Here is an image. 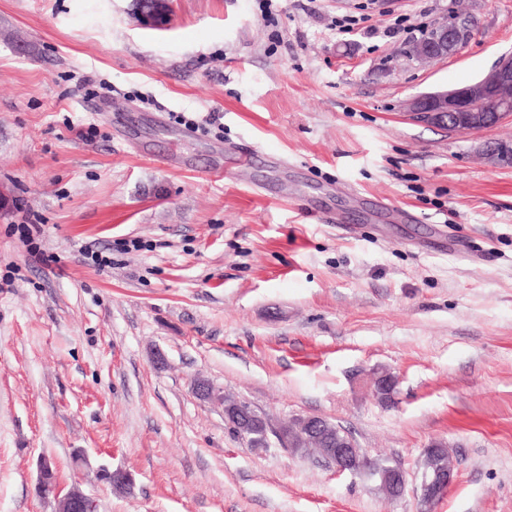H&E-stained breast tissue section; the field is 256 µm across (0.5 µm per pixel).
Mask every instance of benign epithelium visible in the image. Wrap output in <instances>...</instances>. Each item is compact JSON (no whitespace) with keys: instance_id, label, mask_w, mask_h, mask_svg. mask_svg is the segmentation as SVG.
Here are the masks:
<instances>
[{"instance_id":"benign-epithelium-1","label":"benign epithelium","mask_w":512,"mask_h":512,"mask_svg":"<svg viewBox=\"0 0 512 512\" xmlns=\"http://www.w3.org/2000/svg\"><path fill=\"white\" fill-rule=\"evenodd\" d=\"M143 20L158 25L168 11V0H140ZM471 35L468 25L462 23L455 0H449L447 21L431 28L426 39L411 47V56L420 62L457 54ZM406 116L417 122L446 129L450 132H470L493 127L512 117V54L501 56L492 69L480 80L448 90L418 95L406 104ZM323 419L306 416L301 419L298 434L302 438H319ZM362 454L350 437L336 441L324 450L339 472L356 473V459ZM456 477L452 468L423 469L419 512H433L435 504L447 493ZM388 498L401 497L406 489V473L392 469ZM38 493L53 497L55 512H88L90 498L77 486L62 491L55 480V464L47 458L38 461Z\"/></svg>"}]
</instances>
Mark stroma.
<instances>
[{
  "label": "stroma",
  "mask_w": 512,
  "mask_h": 512,
  "mask_svg": "<svg viewBox=\"0 0 512 512\" xmlns=\"http://www.w3.org/2000/svg\"><path fill=\"white\" fill-rule=\"evenodd\" d=\"M169 5L155 27L135 0H0V512H54L44 455L97 512H418L435 443L457 478L434 512H512V162L484 159L512 118L404 114L512 53V0H462L472 37L426 64L409 48L448 0H280L271 24L262 0ZM18 198L55 263L13 234ZM200 379L268 418L265 447ZM306 415L404 496L285 447ZM369 464L377 473L385 474L389 470H391L387 479L389 480L391 485H385L390 490L388 494V498L395 499L401 497L406 489V473L405 471L397 467L398 465H391L386 459H370ZM396 467V468H395Z\"/></svg>",
  "instance_id": "1"
}]
</instances>
